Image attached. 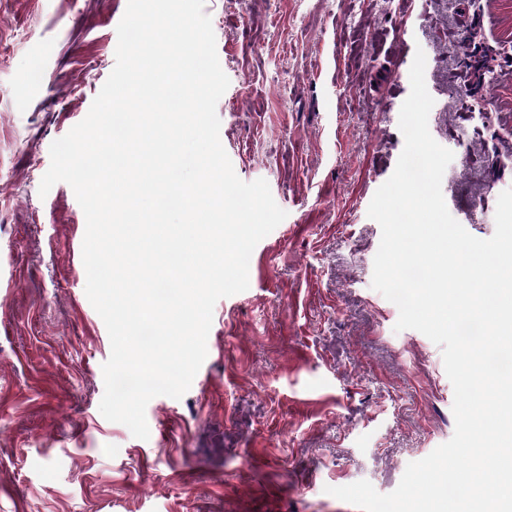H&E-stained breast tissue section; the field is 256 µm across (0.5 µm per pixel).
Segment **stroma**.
Instances as JSON below:
<instances>
[{
  "instance_id": "obj_1",
  "label": "stroma",
  "mask_w": 512,
  "mask_h": 512,
  "mask_svg": "<svg viewBox=\"0 0 512 512\" xmlns=\"http://www.w3.org/2000/svg\"><path fill=\"white\" fill-rule=\"evenodd\" d=\"M127 0H0V512H359L455 431L442 349L395 331L367 215L404 147L416 51L442 192L474 237L512 188V0H206L230 80L216 107L237 176L286 218L246 291L217 301L182 398L150 436L100 412L106 326L86 294V219L39 186L50 146L112 72Z\"/></svg>"
}]
</instances>
